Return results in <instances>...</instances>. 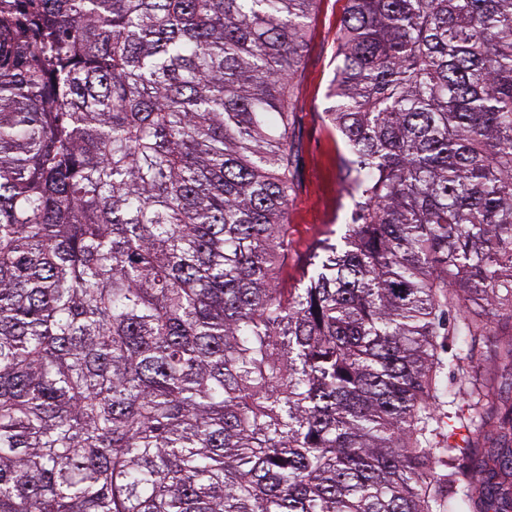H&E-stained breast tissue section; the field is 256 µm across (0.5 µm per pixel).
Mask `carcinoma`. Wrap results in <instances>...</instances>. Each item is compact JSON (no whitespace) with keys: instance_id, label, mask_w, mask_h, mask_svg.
Returning <instances> with one entry per match:
<instances>
[{"instance_id":"carcinoma-1","label":"carcinoma","mask_w":512,"mask_h":512,"mask_svg":"<svg viewBox=\"0 0 512 512\" xmlns=\"http://www.w3.org/2000/svg\"><path fill=\"white\" fill-rule=\"evenodd\" d=\"M318 2L0 0V512H512V0H346L280 288ZM345 0H321L311 21L294 94L291 126L293 192L288 210L292 242L282 286L297 284L319 244L344 233L353 207L343 180L342 144L326 129L336 62V37Z\"/></svg>"}]
</instances>
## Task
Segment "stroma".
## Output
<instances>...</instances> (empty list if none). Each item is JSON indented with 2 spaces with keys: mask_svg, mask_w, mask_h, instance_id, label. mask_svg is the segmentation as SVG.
<instances>
[{
  "mask_svg": "<svg viewBox=\"0 0 512 512\" xmlns=\"http://www.w3.org/2000/svg\"><path fill=\"white\" fill-rule=\"evenodd\" d=\"M345 0H320L308 32L294 94L291 126L293 192L288 210L292 242L282 284H297L309 256L345 230L353 207L339 162L340 142L326 129L336 63V37Z\"/></svg>",
  "mask_w": 512,
  "mask_h": 512,
  "instance_id": "1",
  "label": "stroma"
}]
</instances>
